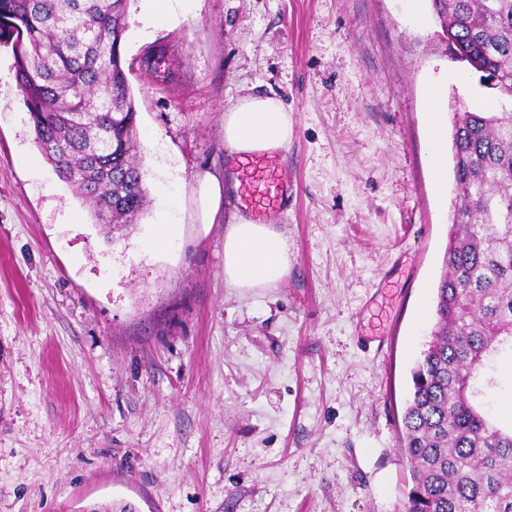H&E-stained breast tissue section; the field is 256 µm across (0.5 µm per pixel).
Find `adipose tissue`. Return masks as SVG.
I'll return each mask as SVG.
<instances>
[{
	"label": "adipose tissue",
	"instance_id": "1",
	"mask_svg": "<svg viewBox=\"0 0 512 512\" xmlns=\"http://www.w3.org/2000/svg\"><path fill=\"white\" fill-rule=\"evenodd\" d=\"M294 131L280 100L246 95L224 114V142L231 153L274 154ZM290 272L288 238L277 224L236 216L224 230V283L241 292L276 287Z\"/></svg>",
	"mask_w": 512,
	"mask_h": 512
}]
</instances>
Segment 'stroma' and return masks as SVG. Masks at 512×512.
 Returning a JSON list of instances; mask_svg holds the SVG:
<instances>
[{
  "label": "stroma",
  "mask_w": 512,
  "mask_h": 512,
  "mask_svg": "<svg viewBox=\"0 0 512 512\" xmlns=\"http://www.w3.org/2000/svg\"><path fill=\"white\" fill-rule=\"evenodd\" d=\"M121 46L148 204L106 239L34 140L0 45V512H402L398 432L433 324L454 192L434 166L426 97L495 109L453 62L431 0H190ZM169 47L170 83L141 59ZM287 105L274 212L291 272L224 284L204 174L236 168L224 112ZM177 236L147 241L165 224ZM387 337L379 345V337Z\"/></svg>",
  "instance_id": "1"
}]
</instances>
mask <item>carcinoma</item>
Here are the masks:
<instances>
[{
    "mask_svg": "<svg viewBox=\"0 0 512 512\" xmlns=\"http://www.w3.org/2000/svg\"><path fill=\"white\" fill-rule=\"evenodd\" d=\"M128 0H0L35 143L112 238L147 203L137 112L121 55ZM479 85L504 104L454 109L456 196L431 339L411 371L398 444L412 471L404 512H512V425L484 402L512 358V0H432ZM167 48L145 66L164 81ZM122 145L112 152V141Z\"/></svg>",
    "mask_w": 512,
    "mask_h": 512,
    "instance_id": "obj_1",
    "label": "carcinoma"
}]
</instances>
